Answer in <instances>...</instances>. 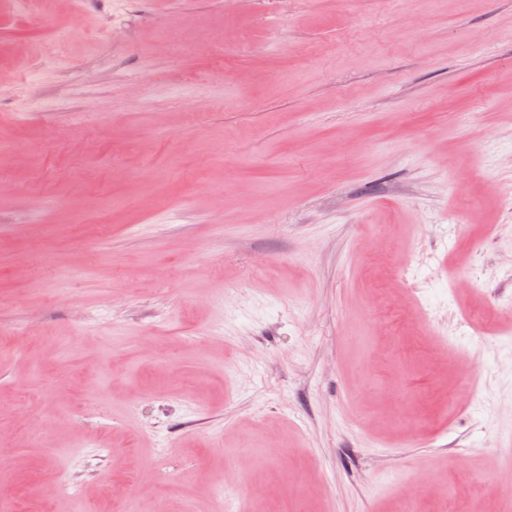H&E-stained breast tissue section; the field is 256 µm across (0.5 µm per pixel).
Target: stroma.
<instances>
[{"mask_svg":"<svg viewBox=\"0 0 512 512\" xmlns=\"http://www.w3.org/2000/svg\"><path fill=\"white\" fill-rule=\"evenodd\" d=\"M15 405L12 512H512V0H0Z\"/></svg>","mask_w":512,"mask_h":512,"instance_id":"35a3bbf8","label":"stroma"}]
</instances>
